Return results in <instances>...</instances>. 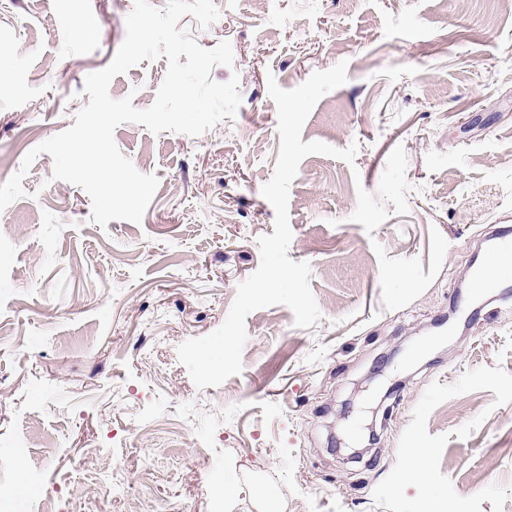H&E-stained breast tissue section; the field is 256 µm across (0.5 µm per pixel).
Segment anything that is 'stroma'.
<instances>
[{"label":"stroma","mask_w":512,"mask_h":512,"mask_svg":"<svg viewBox=\"0 0 512 512\" xmlns=\"http://www.w3.org/2000/svg\"><path fill=\"white\" fill-rule=\"evenodd\" d=\"M178 23L226 41L241 105L192 137L114 133L159 179L141 223L90 222L80 187L41 154L0 212V481L30 512H512V278L473 286L474 255L512 228V7L502 0H213ZM134 0H0V184L72 126L88 74L112 60ZM347 61L302 141L288 256L321 312L246 319L243 370L197 389L182 342L226 319L274 232L261 188L280 136L268 77L291 90ZM168 60L116 76L148 108ZM404 146L409 212L366 231ZM25 446L31 485L8 464ZM425 451L418 476L408 452Z\"/></svg>","instance_id":"35a3bbf8"}]
</instances>
